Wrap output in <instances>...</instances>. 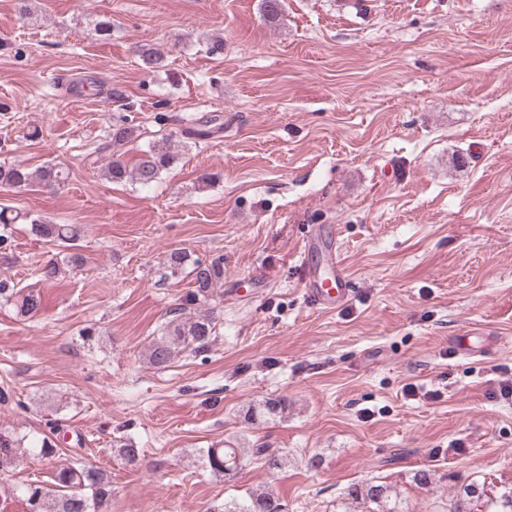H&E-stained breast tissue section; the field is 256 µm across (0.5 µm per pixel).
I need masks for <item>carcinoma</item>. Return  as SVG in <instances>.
<instances>
[{
  "label": "carcinoma",
  "mask_w": 512,
  "mask_h": 512,
  "mask_svg": "<svg viewBox=\"0 0 512 512\" xmlns=\"http://www.w3.org/2000/svg\"><path fill=\"white\" fill-rule=\"evenodd\" d=\"M284 0H260L263 20L278 24L283 19ZM141 66L147 70L161 66L162 54L149 45H143L138 54ZM138 137V128L126 121L109 127L107 138L112 146L119 148ZM178 161V154L169 149H154L146 152L138 162L129 166L123 154L115 152L103 168L109 181H122L131 178L142 185L154 182L160 173ZM65 181L64 170L57 165H49L35 171H28L14 165L0 164V187L24 190L35 185L53 188ZM17 217L0 209V250L11 246L12 224ZM31 232L43 239L74 244L80 229L72 224H47L39 219L31 220ZM192 265L194 290L186 300V306L169 311L170 318L165 322L164 333L150 342L146 348L150 364L164 368L179 354L188 350L202 353L207 351L215 327L214 316L210 311H191L194 305L213 300L215 288L224 280V262L217 257L208 262L188 259L185 252L174 250L168 257V268L177 273L186 265ZM0 298L12 303L18 314L32 318L42 308L39 292L24 291L0 279ZM288 402L281 398L269 399L253 408L250 416L274 418L286 410ZM113 451L125 461L135 466L140 461V449L131 443L118 442ZM28 452L40 459L52 462L58 448L51 436L42 432L32 437L15 438L0 432V473L14 468L18 455ZM261 462L271 469L284 465L282 456L258 444L253 448H241L230 442L222 448H209L204 455V464L213 474L231 480L248 464ZM52 487L29 483L20 488L27 512H105L111 496V480L96 465L89 462L60 464L52 472ZM349 495L362 502L365 512H404L400 503L389 499L388 487L380 484H366L353 487ZM224 512H284L280 498L268 491H251L241 501L232 500L224 504Z\"/></svg>",
  "instance_id": "cac0c4a2"
}]
</instances>
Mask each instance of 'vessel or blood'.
Segmentation results:
<instances>
[{
    "mask_svg": "<svg viewBox=\"0 0 512 512\" xmlns=\"http://www.w3.org/2000/svg\"><path fill=\"white\" fill-rule=\"evenodd\" d=\"M310 252L320 255L331 271L329 278H321L317 268H308L305 276L306 294L310 302L322 309L332 310L347 302L351 291L346 271L336 258L333 239L319 234L308 240Z\"/></svg>",
    "mask_w": 512,
    "mask_h": 512,
    "instance_id": "b4317fda",
    "label": "vessel or blood"
}]
</instances>
